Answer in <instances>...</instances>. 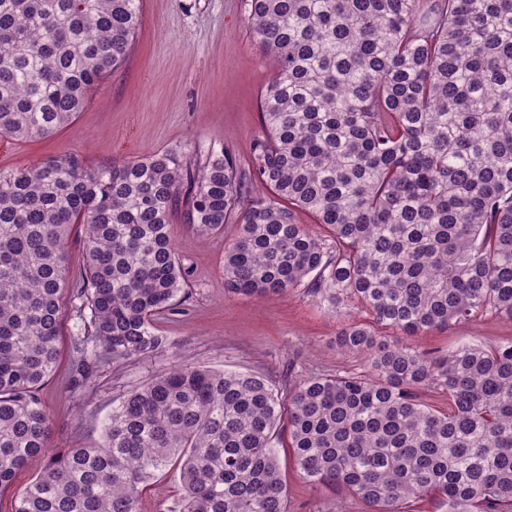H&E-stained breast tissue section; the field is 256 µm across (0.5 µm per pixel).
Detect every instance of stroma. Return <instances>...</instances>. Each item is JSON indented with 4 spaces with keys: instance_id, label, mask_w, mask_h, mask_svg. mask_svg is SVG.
I'll use <instances>...</instances> for the list:
<instances>
[{
    "instance_id": "stroma-1",
    "label": "stroma",
    "mask_w": 512,
    "mask_h": 512,
    "mask_svg": "<svg viewBox=\"0 0 512 512\" xmlns=\"http://www.w3.org/2000/svg\"><path fill=\"white\" fill-rule=\"evenodd\" d=\"M274 67L254 42L243 0H143V19L124 66L95 86L82 112L56 134L30 141L0 138V171L51 157L80 155L92 167L174 152L201 162L228 150L248 170L254 140L262 133L259 99ZM236 225L200 236L176 220V250L189 269V298L155 326L173 348L113 367L95 368L90 389H73L78 374L71 343L76 319L64 305L60 356L40 397L54 423V448L90 447L113 405L132 386L165 372L175 357L224 371L265 374L278 389L312 373L358 369L360 357L336 346L342 322L302 289L256 300L224 288V246ZM512 338V322L493 316L452 324L413 337L420 349L465 343L495 344ZM289 512H367L358 497L315 488L298 475L287 435L277 441Z\"/></svg>"
}]
</instances>
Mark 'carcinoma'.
<instances>
[{"label":"carcinoma","mask_w":512,"mask_h":512,"mask_svg":"<svg viewBox=\"0 0 512 512\" xmlns=\"http://www.w3.org/2000/svg\"><path fill=\"white\" fill-rule=\"evenodd\" d=\"M276 74L260 96L250 180L222 150L88 167L75 154L0 172V497L13 512H138L179 472L164 512H287L277 430L303 480L368 512H512V339L421 350L389 341L512 320V0H244ZM142 0H0V137L47 138L126 62ZM308 213L321 231L298 223ZM237 233L224 288H303L365 367L304 376L176 362L121 397L90 448L51 453L39 390L65 292L93 369L172 345L155 317L187 298L172 219ZM83 224L73 276L70 226ZM448 396L441 409L421 398ZM40 467L25 487L17 472ZM180 492L179 477L173 470L158 474L152 485L144 492L138 503V512H164Z\"/></svg>","instance_id":"cac0c4a2"}]
</instances>
